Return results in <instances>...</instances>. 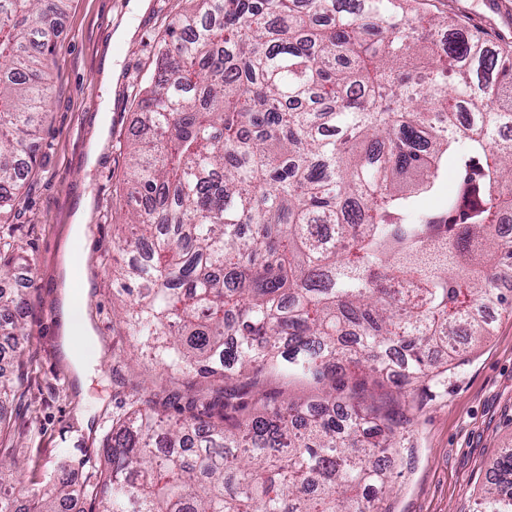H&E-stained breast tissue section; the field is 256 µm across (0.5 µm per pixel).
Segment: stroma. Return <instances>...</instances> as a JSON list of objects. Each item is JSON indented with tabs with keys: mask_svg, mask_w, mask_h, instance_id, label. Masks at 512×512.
<instances>
[{
	"mask_svg": "<svg viewBox=\"0 0 512 512\" xmlns=\"http://www.w3.org/2000/svg\"><path fill=\"white\" fill-rule=\"evenodd\" d=\"M129 0H71L50 56L54 91L41 130L37 164L9 221L24 254L35 258L15 275L26 293L21 341L24 382L7 406L9 431L0 436V458L14 462L9 482L20 497L46 488L58 461L75 483L101 460V443L114 415L128 408L136 387L166 386L169 375L131 361L134 340L117 314L126 301L112 283L127 254L113 241L126 222L117 200L123 192V149L138 128V97L159 65L158 49L185 0H149L133 19L130 42L112 39ZM434 14L450 13L478 26L490 40L512 41V0H430ZM120 67L104 86L105 55ZM108 113V137L96 163L89 144L99 113ZM93 205L86 234L72 238L73 217L84 196ZM76 256L73 278L78 308L93 330V375L79 390L62 358L61 263ZM491 331L467 345L448 371L410 391L416 422L406 435L400 473L381 506L384 512H473L500 449L512 447V315L491 312Z\"/></svg>",
	"mask_w": 512,
	"mask_h": 512,
	"instance_id": "stroma-1",
	"label": "stroma"
}]
</instances>
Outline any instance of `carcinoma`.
Wrapping results in <instances>:
<instances>
[{
	"label": "carcinoma",
	"mask_w": 512,
	"mask_h": 512,
	"mask_svg": "<svg viewBox=\"0 0 512 512\" xmlns=\"http://www.w3.org/2000/svg\"><path fill=\"white\" fill-rule=\"evenodd\" d=\"M69 0H0V219L39 150L48 55ZM138 100L118 247L137 357L217 386L143 392L112 420L105 467H69L30 512H379L415 417L370 386L441 374L512 311V45L420 0H194ZM460 169L445 208L423 199ZM0 225V284L15 277ZM25 299L0 290V353ZM276 374L317 399L261 390ZM0 369V404L22 380ZM175 407L178 416L168 414ZM479 512H512V448Z\"/></svg>",
	"instance_id": "carcinoma-1"
}]
</instances>
